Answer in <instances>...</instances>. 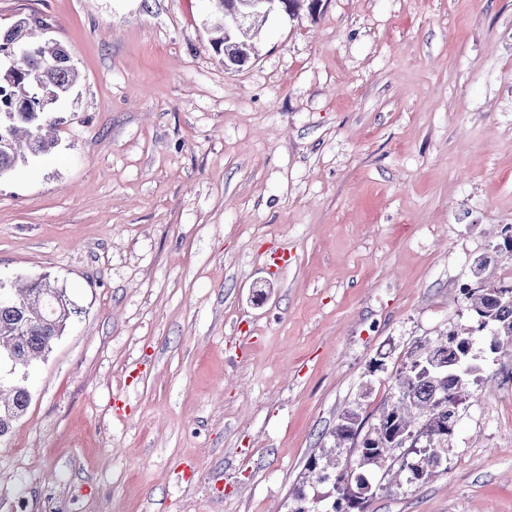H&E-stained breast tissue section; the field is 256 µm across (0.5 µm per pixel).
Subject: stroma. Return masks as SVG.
I'll list each match as a JSON object with an SVG mask.
<instances>
[{
	"label": "stroma",
	"instance_id": "obj_1",
	"mask_svg": "<svg viewBox=\"0 0 512 512\" xmlns=\"http://www.w3.org/2000/svg\"><path fill=\"white\" fill-rule=\"evenodd\" d=\"M78 69L56 148L0 178V282L81 310L0 446V512H289L372 426L460 288L512 257V0H301L228 70L206 0H0ZM295 256L273 270L277 247ZM417 486L368 512H512V352Z\"/></svg>",
	"mask_w": 512,
	"mask_h": 512
}]
</instances>
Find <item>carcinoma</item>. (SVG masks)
Returning <instances> with one entry per match:
<instances>
[{
  "instance_id": "obj_1",
  "label": "carcinoma",
  "mask_w": 512,
  "mask_h": 512,
  "mask_svg": "<svg viewBox=\"0 0 512 512\" xmlns=\"http://www.w3.org/2000/svg\"><path fill=\"white\" fill-rule=\"evenodd\" d=\"M211 15L217 19L218 36L211 40L215 51L251 54L248 38L224 44V0H214ZM30 26L31 19L20 16L0 31V177L55 147L56 140L43 131L57 125L52 112L70 97L78 79L68 52L51 39L32 38ZM16 41L26 43L32 57L11 67L3 54ZM462 293L471 325L410 352V361L398 374L395 400L369 434L359 437L362 422L356 412L341 415L332 431L335 447L348 444L355 457L342 464L332 455L312 459L307 483H330L332 495L324 503L300 489L289 512H368L376 496L372 467L401 448L406 453L396 479L417 485L439 467L470 380L479 371L472 354L475 337L486 331L498 349L512 347V281L481 280ZM11 295V304H0V357L9 358L12 368L0 378V438L28 408L26 371L51 351L67 323L79 314L64 289L47 276L15 288Z\"/></svg>"
}]
</instances>
